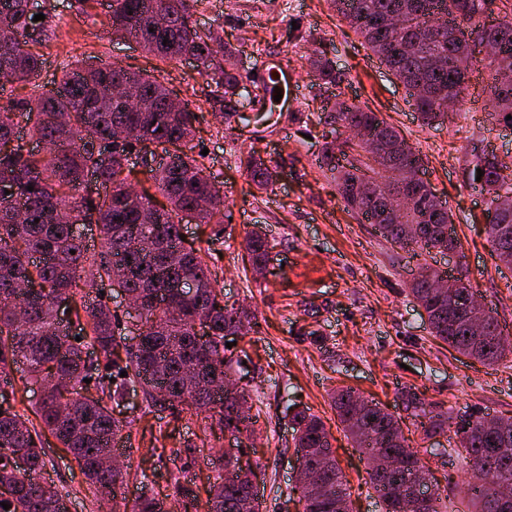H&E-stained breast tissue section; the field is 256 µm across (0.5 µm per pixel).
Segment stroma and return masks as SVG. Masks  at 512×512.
<instances>
[{"instance_id": "35a3bbf8", "label": "stroma", "mask_w": 512, "mask_h": 512, "mask_svg": "<svg viewBox=\"0 0 512 512\" xmlns=\"http://www.w3.org/2000/svg\"><path fill=\"white\" fill-rule=\"evenodd\" d=\"M56 37L40 47L41 69L29 84H15V98L56 87L60 64L88 67L119 64L150 71L189 103L197 115L192 155L205 165L224 196L223 226L183 225L185 245L207 250L224 303L245 308L257 333L241 340L251 363L246 378L250 403L260 418L246 458L257 463L261 512H298L288 494L295 484L294 432L288 406L321 417L348 482L352 512H383L362 456L346 438L329 395L351 386L401 417L404 435L435 478L450 475V502L460 504L468 478L463 457L448 454L446 436L431 441L416 429L398 395L412 390L442 405L452 416L472 412L512 418V361L485 365L430 335L426 316L408 285L421 264L446 274L466 272L477 297L491 309L512 342V268L500 263L486 232L487 195L467 182L462 170L473 148L495 151L512 163V127L489 115L488 71L477 65L463 101L443 123L422 124L404 85L341 22L328 0H203L192 22L236 51L241 72L273 56L296 78L297 96L276 124L252 122L253 111L217 92L199 75L195 61H162L140 44L108 33L106 0L82 14L76 0H53ZM322 50L343 67L340 88L319 86L308 58ZM379 112L419 151L424 178L453 214L457 247L452 254L421 256L384 239L374 225L348 213L329 176L317 165L326 142L341 144L346 133L324 134L318 119L336 93ZM255 149L279 176L266 190L250 192L240 167L241 152ZM262 227L272 244L264 276H256L242 247L246 233ZM126 424L118 453L126 472L124 495L172 494V479L198 481L224 471L219 452L234 447L217 418H175L148 406L142 393L113 408ZM43 479L66 493L70 512H114L99 501L58 442L44 437Z\"/></svg>"}]
</instances>
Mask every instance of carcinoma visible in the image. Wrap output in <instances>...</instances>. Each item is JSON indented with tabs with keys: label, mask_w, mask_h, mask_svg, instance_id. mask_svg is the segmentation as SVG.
<instances>
[{
	"label": "carcinoma",
	"mask_w": 512,
	"mask_h": 512,
	"mask_svg": "<svg viewBox=\"0 0 512 512\" xmlns=\"http://www.w3.org/2000/svg\"><path fill=\"white\" fill-rule=\"evenodd\" d=\"M342 20L364 45L409 90L423 123L430 125L461 102L460 94L475 65L471 41L495 45L492 106L499 120L512 127V20L497 26L481 14L490 0H462L464 12L435 28L426 19L448 15V0H330ZM198 0H108L112 33L139 40L147 52L169 59L194 57L199 74L224 88V97H240L247 89L235 52L224 49V68L212 72V34L201 35L187 19ZM53 8L33 21L27 0H0V30L32 29V46L0 45V76L29 82L38 72L41 55L35 47L56 36ZM317 79L340 86L344 73L329 58H309ZM129 84L140 98L137 111L114 97L119 84ZM155 76L112 65L89 71L62 62V79L55 91L31 100L0 101V377L18 369L21 386L0 387V512H67L65 496L43 486L44 451L41 433L14 410L16 395L28 384L44 387L37 409L42 429L72 456L97 496L115 500L123 487L122 471L105 463L110 442L123 429L112 416V402L136 387L145 401L191 416L217 412L231 435L254 431L260 414L240 415L250 395L242 386L228 399L224 376L243 367L246 353L226 347L228 337L246 335L258 326L243 308L220 299L217 279L202 249L184 246L180 232L185 214L198 224L224 223V202L203 166L185 151L192 141L194 112ZM24 118L27 135L43 145L46 155L25 149L15 132L14 117ZM319 123L352 126L387 143L404 145L394 152L374 153L354 144L353 159L325 144L319 168L331 173L336 191L351 212L375 225L387 240L403 248L415 246L446 253L457 247L448 233L453 215L429 184L417 176L419 153L378 113L350 99H339L323 111ZM121 128L127 137L114 142ZM149 154L146 171L167 200L159 206L147 191L132 200L125 189L130 159ZM250 185L264 190L275 169L252 153L240 159ZM482 170L481 189L495 206L498 222L489 225L497 259L512 266V164L495 153L475 157L465 169L468 182ZM102 191L87 190L89 181ZM33 190H27V186ZM404 195L405 203L386 211V195ZM26 208L23 222L14 220L11 201ZM79 224L99 229L100 251L88 254ZM252 266L268 258L270 242L255 228L243 241ZM112 282L117 279L139 302L140 327L129 342L116 339L118 324L107 302L85 299L74 308L79 336L99 350L94 362L83 360L81 342L58 326L53 301H73L77 279ZM442 272L423 265L409 283V292L425 312L429 332L460 354L483 364L498 363L512 352L498 319L487 310L486 333L472 332L466 300L475 296L466 277L439 292L432 282ZM33 285V296L20 299L19 283ZM95 379L97 395L87 379ZM424 436L431 439L448 429V412L416 392L401 395ZM336 416L352 447L366 458L369 482L384 503V512H404L398 497L414 496L421 475L428 471L409 448L396 417L367 400L359 390L344 386L332 394ZM495 418L470 416L458 427L473 482L465 510L512 512V422L509 434L493 427ZM297 460L317 474L314 492L296 484L302 512H349V492L343 472L332 456L330 433L320 417L304 410L290 412ZM241 449H224L225 474L208 481L204 490L174 479L176 506L153 494H143L130 512H242L254 494L257 470L240 464ZM28 465L20 470L14 458ZM10 505L4 509L1 503Z\"/></svg>",
	"instance_id": "1"
}]
</instances>
